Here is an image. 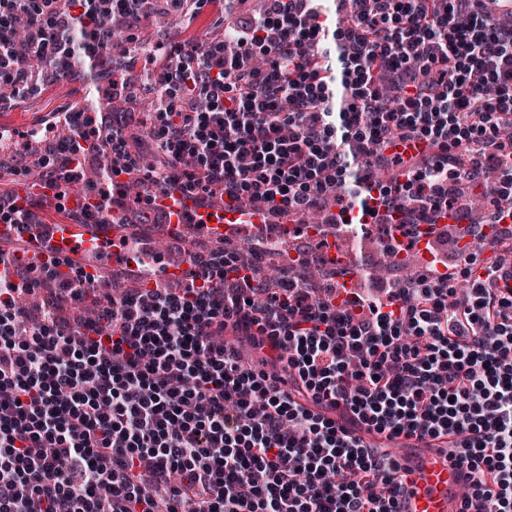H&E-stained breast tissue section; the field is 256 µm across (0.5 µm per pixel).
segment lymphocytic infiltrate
<instances>
[{
	"mask_svg": "<svg viewBox=\"0 0 512 512\" xmlns=\"http://www.w3.org/2000/svg\"><path fill=\"white\" fill-rule=\"evenodd\" d=\"M495 2L354 0L330 31L324 0H264L234 43L170 46L143 75L160 97L134 113L44 115L33 137L53 210L76 224L121 209L157 221L173 193L259 216L337 212L327 225L399 220L407 236L459 215L450 161L495 176L494 242L512 240V26ZM216 0H0V112L39 99L74 59L129 55L140 23L198 19ZM351 79L333 106L328 77ZM391 101L388 109L378 100ZM425 141L423 160L386 149ZM127 182H117V175ZM83 185L88 203L65 202ZM178 288L114 292L54 263L0 271V512H401L398 461L365 435L451 436L468 482L460 512H512V272L500 254L468 285L429 265L382 299L332 302L346 267L300 254L270 288L232 250L196 252Z\"/></svg>",
	"mask_w": 512,
	"mask_h": 512,
	"instance_id": "lymphocytic-infiltrate-1",
	"label": "lymphocytic infiltrate"
}]
</instances>
